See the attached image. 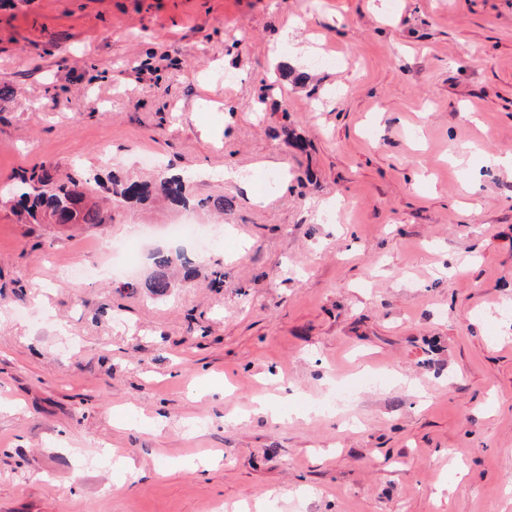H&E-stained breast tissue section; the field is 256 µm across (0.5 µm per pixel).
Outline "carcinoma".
Instances as JSON below:
<instances>
[{
	"label": "carcinoma",
	"instance_id": "carcinoma-1",
	"mask_svg": "<svg viewBox=\"0 0 512 512\" xmlns=\"http://www.w3.org/2000/svg\"><path fill=\"white\" fill-rule=\"evenodd\" d=\"M21 186L14 196V207L34 223L50 224H102L105 222L98 205L92 201L98 184V178L87 177L80 182L71 177L61 181L53 174L51 165L42 163L33 168L29 176L20 178ZM108 191L112 197L124 201H146L153 195H161L166 200L184 208L209 209L219 214L233 209V199L224 195L194 199L189 193V180L182 174H170L161 178L159 184L123 182L111 178ZM180 262L184 269V278H193L192 262L178 253L174 256L158 254L155 265L157 270L149 278L147 288L154 296H164L172 281L167 268L174 262Z\"/></svg>",
	"mask_w": 512,
	"mask_h": 512
}]
</instances>
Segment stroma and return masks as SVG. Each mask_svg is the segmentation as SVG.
<instances>
[{
	"mask_svg": "<svg viewBox=\"0 0 512 512\" xmlns=\"http://www.w3.org/2000/svg\"><path fill=\"white\" fill-rule=\"evenodd\" d=\"M508 153L512 0H0V512H512ZM44 161L235 207L25 224ZM170 231L177 238H194L203 249L210 246L216 235L206 224H173ZM155 260L157 270L149 278L146 284V288H149L151 294L154 296H165L168 292V288H171L172 281L166 270L172 263H174V261L180 262L184 269L185 279H192L195 273L192 262L184 257L181 253H177L175 257L168 254L159 253Z\"/></svg>",
	"mask_w": 512,
	"mask_h": 512,
	"instance_id": "1",
	"label": "stroma"
}]
</instances>
